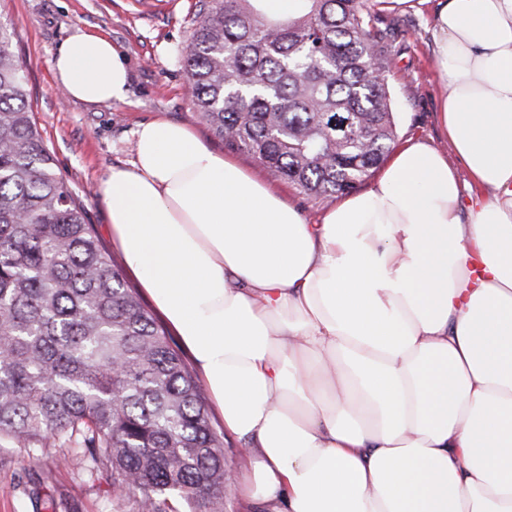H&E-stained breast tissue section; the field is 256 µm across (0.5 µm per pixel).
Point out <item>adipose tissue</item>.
Returning a JSON list of instances; mask_svg holds the SVG:
<instances>
[{
	"label": "adipose tissue",
	"mask_w": 512,
	"mask_h": 512,
	"mask_svg": "<svg viewBox=\"0 0 512 512\" xmlns=\"http://www.w3.org/2000/svg\"><path fill=\"white\" fill-rule=\"evenodd\" d=\"M449 155L406 141L309 223L187 125L140 123L100 187L125 266L243 446L265 512H512V0L432 17ZM69 99L127 98L110 39L50 59Z\"/></svg>",
	"instance_id": "ef3b65f1"
}]
</instances>
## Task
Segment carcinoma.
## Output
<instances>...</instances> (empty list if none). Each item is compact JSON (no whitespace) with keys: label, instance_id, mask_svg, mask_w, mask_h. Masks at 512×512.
<instances>
[{"label":"carcinoma","instance_id":"obj_1","mask_svg":"<svg viewBox=\"0 0 512 512\" xmlns=\"http://www.w3.org/2000/svg\"><path fill=\"white\" fill-rule=\"evenodd\" d=\"M386 0H200L185 46L196 114L315 197L360 186L397 136ZM0 26V438L110 473L139 512H225L224 435L124 261L40 135Z\"/></svg>","mask_w":512,"mask_h":512}]
</instances>
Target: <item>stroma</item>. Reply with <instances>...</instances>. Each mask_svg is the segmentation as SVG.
<instances>
[{
  "label": "stroma",
  "mask_w": 512,
  "mask_h": 512,
  "mask_svg": "<svg viewBox=\"0 0 512 512\" xmlns=\"http://www.w3.org/2000/svg\"><path fill=\"white\" fill-rule=\"evenodd\" d=\"M441 0H388L398 28L391 61L397 142L416 139L449 152L438 121L441 79L429 24ZM198 0H0V24L13 29L38 130L71 190L82 195L88 223L111 252L98 185L109 168L129 166L134 131L158 117L192 128L209 149L223 142L196 115L182 48L197 25ZM109 37L130 73L126 102L89 107L60 96L49 61L75 28ZM0 512H137L105 471L49 464L42 449L0 439Z\"/></svg>",
  "instance_id": "35a3bbf8"
}]
</instances>
